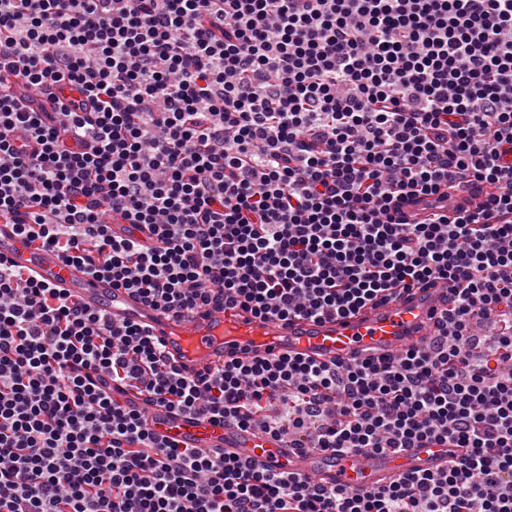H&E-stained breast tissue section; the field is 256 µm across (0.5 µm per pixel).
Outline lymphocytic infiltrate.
Wrapping results in <instances>:
<instances>
[{
	"label": "lymphocytic infiltrate",
	"instance_id": "lymphocytic-infiltrate-1",
	"mask_svg": "<svg viewBox=\"0 0 512 512\" xmlns=\"http://www.w3.org/2000/svg\"><path fill=\"white\" fill-rule=\"evenodd\" d=\"M2 68L23 92H0V220L91 276L175 314L451 298L396 358L190 379L145 330L0 261V512H512V0H0ZM478 182L481 212L400 216ZM107 210L158 245L112 237ZM109 383L242 428L280 401L267 432L297 448L464 454L327 488L157 438Z\"/></svg>",
	"mask_w": 512,
	"mask_h": 512
}]
</instances>
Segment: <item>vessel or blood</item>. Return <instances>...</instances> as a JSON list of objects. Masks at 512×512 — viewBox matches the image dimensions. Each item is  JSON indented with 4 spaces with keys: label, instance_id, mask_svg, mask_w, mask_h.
I'll list each match as a JSON object with an SVG mask.
<instances>
[{
    "label": "vessel or blood",
    "instance_id": "obj_1",
    "mask_svg": "<svg viewBox=\"0 0 512 512\" xmlns=\"http://www.w3.org/2000/svg\"><path fill=\"white\" fill-rule=\"evenodd\" d=\"M487 193V186L472 184L449 191L441 204L451 213L461 208L477 213ZM0 261L23 276L60 289L90 311L147 330L158 338L166 361L190 378L236 359L290 354L331 364L394 357L428 343L435 334L436 319L448 305L447 288L436 283L339 318L283 321L259 318L235 305L213 304L177 319L131 291L113 287L110 280L93 278L82 266L65 263L11 224L0 223ZM114 398L145 409L147 426L159 437L190 448H221L271 471H290L329 488L370 491L407 473L444 470L462 455L449 441L386 451L297 450L256 429L177 412L130 390L115 393Z\"/></svg>",
    "mask_w": 512,
    "mask_h": 512
}]
</instances>
